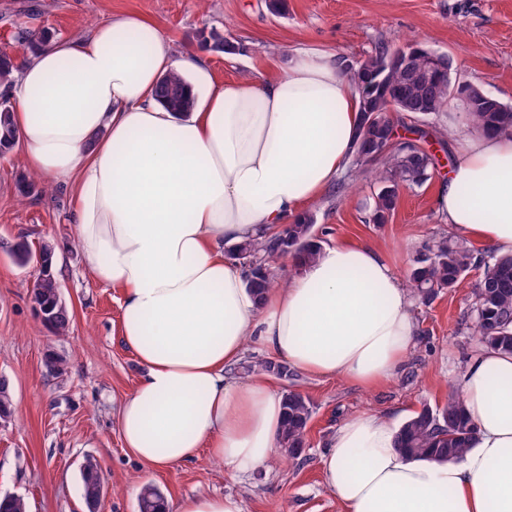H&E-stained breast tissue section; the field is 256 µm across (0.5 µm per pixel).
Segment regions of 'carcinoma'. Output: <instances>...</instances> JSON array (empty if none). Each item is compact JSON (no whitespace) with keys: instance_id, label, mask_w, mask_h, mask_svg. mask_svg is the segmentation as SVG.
<instances>
[{"instance_id":"cac0c4a2","label":"carcinoma","mask_w":512,"mask_h":512,"mask_svg":"<svg viewBox=\"0 0 512 512\" xmlns=\"http://www.w3.org/2000/svg\"><path fill=\"white\" fill-rule=\"evenodd\" d=\"M211 48L224 54L238 50L232 34L212 31L203 37ZM394 48L380 44L354 65L344 66L360 97L359 135L353 151L359 168L353 176L370 175L378 184L373 196L370 221L384 224L395 211L400 192L404 188L420 186L429 180L436 165V157L422 151L414 140L395 141L383 148L385 132L394 131L393 112L430 114L448 111V106L466 113L477 128L491 134L512 136V106L499 100L487 101L475 85L459 80L429 84L416 73H400L386 66ZM17 65L6 52L0 53V86L12 82ZM376 82L397 84L401 102L392 105L385 96L372 89ZM185 78L176 72L166 74L155 90L159 104L188 112L193 106L184 91ZM12 103L0 104V153L9 152L18 142L19 134L12 122ZM374 164L367 169L366 165ZM316 218L307 212L283 225L273 235L262 240L238 243L229 248L230 255L251 262L248 288L261 299L267 289L277 285L268 262L295 257L312 260L321 249L316 234ZM46 270L34 285L32 299L43 310L51 313L50 326L59 335L69 330L71 317L67 308H57L59 284L53 274L55 248L40 246ZM484 272L474 290L473 326L480 344L505 354H512V255L494 256L485 262L467 241L442 235L433 239L413 261L407 274V287L420 303L429 304L438 294L452 291L466 273L479 263ZM244 372H262L278 378L292 376L290 368L280 362L259 359L246 366ZM283 425L278 444L287 458L300 455L307 442L308 424L313 413L310 398L290 386L282 392ZM475 428L464 407L462 396L448 393L447 400L435 407L423 406L400 427L397 447L412 458H426L438 462L453 461L466 451ZM83 497L88 512H97L103 493V480L97 460L88 457L81 467ZM139 512H166L163 496L153 487H145L139 502Z\"/></svg>"}]
</instances>
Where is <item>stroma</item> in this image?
I'll return each instance as SVG.
<instances>
[{"mask_svg":"<svg viewBox=\"0 0 512 512\" xmlns=\"http://www.w3.org/2000/svg\"><path fill=\"white\" fill-rule=\"evenodd\" d=\"M122 13L147 18L179 53L204 45L203 32H231L235 54L207 52L208 68L221 83L271 75L300 46L335 50L352 60L375 45L417 44L448 55L457 78L512 106V0H288L275 16L265 0H0V51L26 57L19 28L50 29L62 40L87 34L95 22ZM450 158L423 186L403 189L388 223L369 221L377 189L371 178L340 180L310 207L323 245L367 243L381 250L395 274L406 277L413 257L448 226L434 197L448 177ZM27 168L21 148L0 156V376L12 390V417L0 424V497L16 495L29 512H87L81 465L94 458L105 478L99 512H139L138 489L150 484L168 512L188 495H231L243 512H342L324 485L322 459L337 427L368 412L411 417L423 405L448 397L455 373L479 349L472 330V291L482 267L472 268L454 291L430 305L414 304L417 343L400 374L374 390L345 379L296 374V387L314 406L307 446L300 458L275 455L258 474L234 477L208 454L147 472L124 448L117 415L142 369L119 336L121 293L90 277L74 237L68 185L21 196ZM51 243L56 276L71 321L55 335L35 314L30 293L40 277L34 265H18V242Z\"/></svg>","mask_w":512,"mask_h":512,"instance_id":"stroma-1","label":"stroma"}]
</instances>
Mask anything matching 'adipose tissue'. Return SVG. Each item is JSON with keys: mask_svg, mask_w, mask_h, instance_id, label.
<instances>
[{"mask_svg": "<svg viewBox=\"0 0 512 512\" xmlns=\"http://www.w3.org/2000/svg\"><path fill=\"white\" fill-rule=\"evenodd\" d=\"M192 72L189 114L162 108ZM8 93L31 172L69 184L92 278L122 294L120 336L142 375L120 404L124 445L155 472L207 453L234 475L277 448L281 397L230 370L255 344L317 379L374 389L416 345L412 296L373 247L338 242L255 301L224 249L301 215L345 169L359 95L339 55L296 48L271 78L215 83L203 52L177 55L152 21L111 17L28 54ZM436 196L445 224L512 254V136L465 117ZM475 435L449 463L402 456L396 421L344 420L323 457L344 512H512V355L481 349L457 373ZM185 84V78L181 74L176 72L166 74L155 90L156 100L165 107L179 112H189L193 102L185 94Z\"/></svg>", "mask_w": 512, "mask_h": 512, "instance_id": "obj_1", "label": "adipose tissue"}]
</instances>
